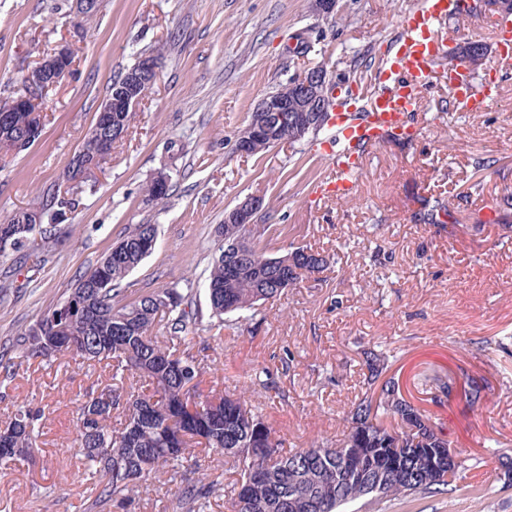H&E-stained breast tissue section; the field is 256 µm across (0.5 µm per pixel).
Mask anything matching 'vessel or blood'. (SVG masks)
Returning a JSON list of instances; mask_svg holds the SVG:
<instances>
[{
	"label": "vessel or blood",
	"instance_id": "b4317fda",
	"mask_svg": "<svg viewBox=\"0 0 512 512\" xmlns=\"http://www.w3.org/2000/svg\"><path fill=\"white\" fill-rule=\"evenodd\" d=\"M459 12L460 0H417L402 14L398 37L374 77L372 91L351 95L342 110L329 114L324 149L332 173L321 182L320 193L350 198L371 149L391 137L416 138L420 130L411 116L420 109L424 88L435 79L445 80L449 97L463 110L490 103L469 69L445 59L437 27Z\"/></svg>",
	"mask_w": 512,
	"mask_h": 512
}]
</instances>
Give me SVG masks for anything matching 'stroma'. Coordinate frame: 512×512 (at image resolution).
Masks as SVG:
<instances>
[{
    "label": "stroma",
    "instance_id": "35a3bbf8",
    "mask_svg": "<svg viewBox=\"0 0 512 512\" xmlns=\"http://www.w3.org/2000/svg\"><path fill=\"white\" fill-rule=\"evenodd\" d=\"M416 0H338L324 16L316 0H0V101L24 92V77L57 49L70 75L43 91V131L27 150L0 154V223L44 210L55 237L33 234L0 254V426L16 407L37 417L40 450L0 474V512H172L179 480L160 474L131 499L99 501V486L76 445L81 402L130 385L104 364L67 353L30 358L16 339L135 225L157 243L121 284L117 304L154 291L193 289L203 317L194 349L201 388L241 396L283 440L284 452L336 445L369 383L370 354L386 358L384 379L442 425L464 469L452 485L365 500L357 512H512V73L475 72L498 92L485 112H467L443 85L424 93L411 143L388 141L367 157L355 198L320 200L329 173L327 132L256 155L236 150L256 102L311 65L332 79L368 77L389 50L400 15ZM308 50L290 54L298 37ZM157 56L159 78L112 145L103 171L65 181L114 76L139 53ZM166 173V199L147 186ZM65 197L45 208L49 193ZM262 198L256 217L267 255L303 248L328 262L243 316L207 317L201 288L218 246L215 229L239 199ZM450 204L459 222H415L423 200ZM452 378L466 396L448 397ZM202 482H216L200 512H228L238 479L223 456L196 447Z\"/></svg>",
    "mask_w": 512,
    "mask_h": 512
}]
</instances>
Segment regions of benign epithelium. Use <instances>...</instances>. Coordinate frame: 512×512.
<instances>
[{
    "label": "benign epithelium",
    "instance_id": "7a95c632",
    "mask_svg": "<svg viewBox=\"0 0 512 512\" xmlns=\"http://www.w3.org/2000/svg\"><path fill=\"white\" fill-rule=\"evenodd\" d=\"M72 72V61L69 50L61 48L45 58L39 65L25 75L26 84L34 89H44L57 84ZM158 76V64L155 57H145L140 66L124 75L112 86V92L100 107V113L130 112L141 102L140 89L145 83H154ZM331 78L322 65L307 68L298 80L290 83L288 91L267 94L259 99L254 107L257 122L253 136L242 139L238 151L250 155L254 150L264 146L265 140H273L279 144L288 140L286 132L294 138L301 137L309 126H317L323 113L329 110V86ZM11 112H31L42 117V109L38 107V99L32 95L9 99L0 103V120L7 119ZM278 132L284 133L282 139H274ZM122 133L121 125L106 123L92 127L88 145L80 154L82 158L76 165L68 168L67 178L80 179L89 172H95L111 153L110 139ZM262 201L247 196L238 201L233 208L224 212L227 224H252L255 215L261 210Z\"/></svg>",
    "mask_w": 512,
    "mask_h": 512
}]
</instances>
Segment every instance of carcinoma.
<instances>
[{
    "instance_id": "cac0c4a2",
    "label": "carcinoma",
    "mask_w": 512,
    "mask_h": 512,
    "mask_svg": "<svg viewBox=\"0 0 512 512\" xmlns=\"http://www.w3.org/2000/svg\"><path fill=\"white\" fill-rule=\"evenodd\" d=\"M40 135L31 113L15 112L11 128L0 130V141L21 151ZM416 216L426 224L458 223L454 208L442 203H426ZM26 217L21 211L0 224V240H8L13 250L28 241ZM257 230L256 224L217 228L223 244L205 288L212 316L249 311L323 271L324 257L301 248L279 257L256 250L252 241ZM152 239L154 225H136L108 251L111 261L102 260L81 276L63 302L47 309L17 339L29 357L51 358L74 349L88 360H109L116 370L131 371L147 382L146 393L122 395L105 388L78 407L80 452L105 496L123 500L151 473L177 471L192 442L222 452L224 462L237 469L233 512H350L349 506L365 497L410 496L457 479L459 469L448 465L450 442L392 379L379 401L368 395L360 399L339 445H311L288 455L246 402L226 394L213 404L212 397L199 392L204 365L184 336L199 322L198 313L189 308L194 289L183 293L165 288L114 304L121 283L151 253L145 244ZM239 240L249 243L244 255L231 247ZM98 281L107 287H93ZM164 319L182 334L176 346L153 336L156 323ZM120 404L126 420L116 429L108 421ZM33 421L31 411L20 408L6 423L0 432V466L38 451ZM381 479L375 494L373 485ZM180 482L174 512H196L214 487L183 473Z\"/></svg>"
}]
</instances>
